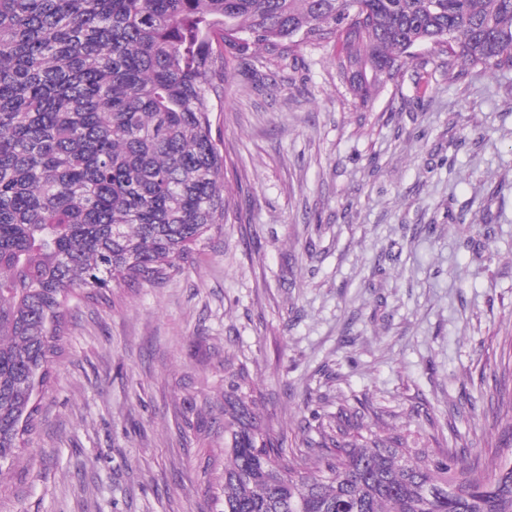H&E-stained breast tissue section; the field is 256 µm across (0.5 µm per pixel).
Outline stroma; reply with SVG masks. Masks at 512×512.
<instances>
[{
  "instance_id": "obj_1",
  "label": "stroma",
  "mask_w": 512,
  "mask_h": 512,
  "mask_svg": "<svg viewBox=\"0 0 512 512\" xmlns=\"http://www.w3.org/2000/svg\"><path fill=\"white\" fill-rule=\"evenodd\" d=\"M211 121L227 223L168 279L73 301L0 512H223L228 360L287 451L364 398L433 456L512 458V73L421 47L363 102L331 51L261 52Z\"/></svg>"
}]
</instances>
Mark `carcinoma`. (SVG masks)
<instances>
[{"label":"carcinoma","instance_id":"carcinoma-1","mask_svg":"<svg viewBox=\"0 0 512 512\" xmlns=\"http://www.w3.org/2000/svg\"><path fill=\"white\" fill-rule=\"evenodd\" d=\"M336 48L367 101L414 50L512 72V0H0V468L35 427L79 294L160 282L226 223L210 115L230 49ZM247 364L224 366V512H512L494 474L365 404L289 453Z\"/></svg>","mask_w":512,"mask_h":512}]
</instances>
